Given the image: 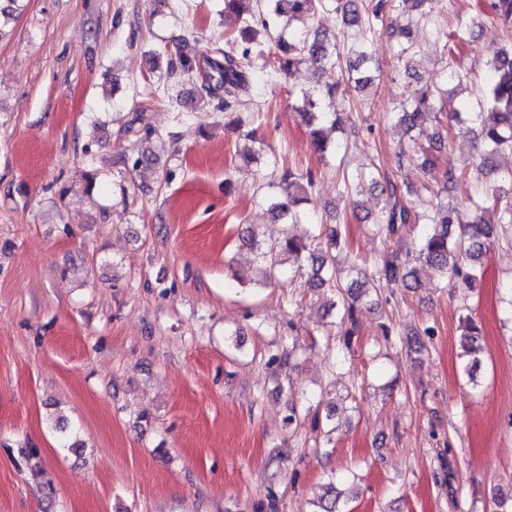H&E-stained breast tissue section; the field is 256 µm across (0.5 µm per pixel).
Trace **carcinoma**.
Instances as JSON below:
<instances>
[{
	"mask_svg": "<svg viewBox=\"0 0 512 512\" xmlns=\"http://www.w3.org/2000/svg\"><path fill=\"white\" fill-rule=\"evenodd\" d=\"M394 2L396 0H224V15L243 23L238 35L226 38L224 46H217L206 55H170L167 77L176 83L202 76L200 98L209 99L216 110L227 113L242 105L244 98L257 97L252 71L255 61L263 60L281 77L309 63L326 75V80L313 90L301 92V111L311 126L309 135L315 150L320 154L330 150L338 153L341 145L330 147L324 132L328 123L336 127V120L330 119L331 113L322 111L321 101L351 90L366 89L372 77L360 68L371 62V55L368 41L363 38L347 46L346 61H341L338 42L330 40L312 23L319 13L334 11L344 30L370 28L373 22L384 21L394 8ZM283 18L288 35L276 37V52L267 60L262 36L271 35ZM481 21L512 25V0H494L491 11L484 13ZM489 55L488 84L481 88L478 111L464 112L454 107L448 91L433 89L426 83L413 88L397 103L394 115L410 134L411 152L421 160L422 168L434 166V152L445 139L446 120L457 133L474 140L476 167L486 174L495 172L496 157L512 155V43L491 48ZM128 130L140 135L147 144L156 135L140 115L132 119ZM157 165V156L147 147L132 160L129 169L140 174ZM313 179L310 171L298 175L288 168L281 169L279 180L266 184L271 192L264 195V203L272 220L288 225V229L276 242L257 243L249 237L245 243L254 250V261L263 275H270L291 259L299 263L295 276L307 272L310 287L337 291L339 324L344 327L345 342L349 343L355 335V305L369 295L370 288L376 283L382 286L405 284L416 279V271L411 259L396 254L386 257L381 268L369 278L360 276L355 267L348 270L336 267V260L329 257V253L338 244V230L332 227L322 231L311 223L299 227L302 223L299 206L309 201L308 188L312 187ZM459 180L460 176L449 168L440 185H421V189L434 198L429 212L422 214L407 204L397 185L390 181L380 190L378 210L372 219L377 233L387 241L409 224L421 227L415 260L453 279L454 287L473 289L483 277L484 259L499 236L500 225L512 224V195H501L487 188L482 203L476 205L469 220L463 222L456 209L442 199ZM459 322L462 371L472 381L478 366V359L472 354L476 353L482 327L468 314L460 316Z\"/></svg>",
	"mask_w": 512,
	"mask_h": 512,
	"instance_id": "carcinoma-1",
	"label": "carcinoma"
}]
</instances>
